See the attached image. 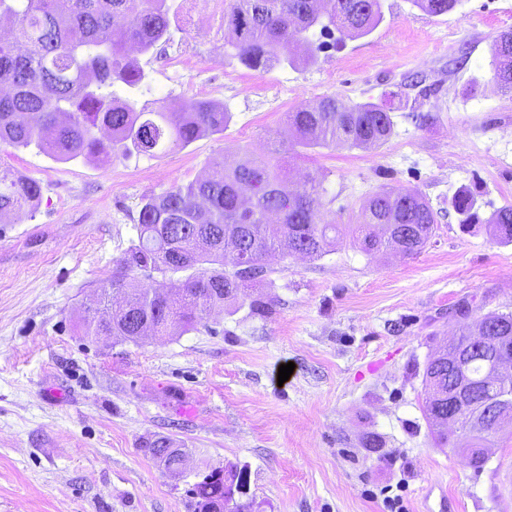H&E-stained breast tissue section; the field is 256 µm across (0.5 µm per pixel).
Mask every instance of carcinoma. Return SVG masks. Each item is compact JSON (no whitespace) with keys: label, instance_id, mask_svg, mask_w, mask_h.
I'll return each instance as SVG.
<instances>
[{"label":"carcinoma","instance_id":"1","mask_svg":"<svg viewBox=\"0 0 512 512\" xmlns=\"http://www.w3.org/2000/svg\"><path fill=\"white\" fill-rule=\"evenodd\" d=\"M221 5L220 30L225 44L253 70L287 64L300 67L313 61L317 46L309 33L336 30L347 38L370 34L383 20L382 0H205ZM431 14L451 11L458 0H412ZM14 19L11 38H0V145L34 147L56 161L112 155L136 150L153 155L185 147L198 138L224 131L230 113L207 100H189L173 112L168 105L137 107L131 97L119 96L146 87V74L126 48L151 52L180 27V7L174 0H0V18ZM495 80L512 94V30L501 32L492 46ZM295 133L292 147H330L338 143L367 149L386 143L393 133L390 109L366 102L344 104L323 97L313 109L287 116ZM105 129L102 140L94 129ZM288 168L278 160L247 157L228 164L216 161L209 174L178 184L141 203L137 240L117 263L112 287H126L128 273L147 280L155 275L186 273L179 292L168 294L149 285L127 293L124 305L106 316L90 314L86 336H116L137 341L152 336L182 335L206 320L224 303L241 305L245 290L267 274L264 258L274 252L319 258L338 237H347L367 255L392 251L405 256L420 253L433 237L437 218L416 189L387 188L368 197L357 224H329L320 211L327 193L324 179L308 173L298 193L285 189ZM42 197L36 180L15 178L0 170V213L22 214ZM464 216L463 224L479 222L474 199L465 193L451 200ZM485 224L500 242H512V206L495 210ZM481 320L512 336V314L488 312ZM471 336L460 328L448 347L433 352L423 375V412L442 447L467 455L482 468L491 428L479 429L467 441L453 442L434 414L441 397L448 396V355ZM483 357L465 362L467 377L485 398L501 385L487 373ZM146 451L165 471L182 475L185 449L168 436H157ZM188 494L193 512H224L231 490L247 482L246 471L230 463L196 474Z\"/></svg>","mask_w":512,"mask_h":512}]
</instances>
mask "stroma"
Segmentation results:
<instances>
[{"mask_svg":"<svg viewBox=\"0 0 512 512\" xmlns=\"http://www.w3.org/2000/svg\"><path fill=\"white\" fill-rule=\"evenodd\" d=\"M182 13L187 31L139 58L152 91L138 102L221 104L222 133L108 162L0 146L1 169L43 187L31 214L0 219V512H193L195 471L230 463L267 512H388L393 498L436 512L442 490L459 512H512V423L477 471L435 444L422 411L429 355L459 324L512 312V243L482 223L462 231L449 204L461 189L481 218L512 204V95L491 52L512 0H460L439 16L384 0L370 34L313 29L312 62L264 71L225 51L212 5ZM325 96L390 100L391 139L291 153L288 113ZM245 156L287 158L293 190L322 172L321 217L335 224L357 223L381 188L416 189L436 233L412 258L346 240L320 258L270 255L249 290L271 302L265 317L243 307L181 336H81L137 238L142 199ZM157 436L188 448L187 476L146 453Z\"/></svg>","mask_w":512,"mask_h":512,"instance_id":"obj_1","label":"stroma"}]
</instances>
